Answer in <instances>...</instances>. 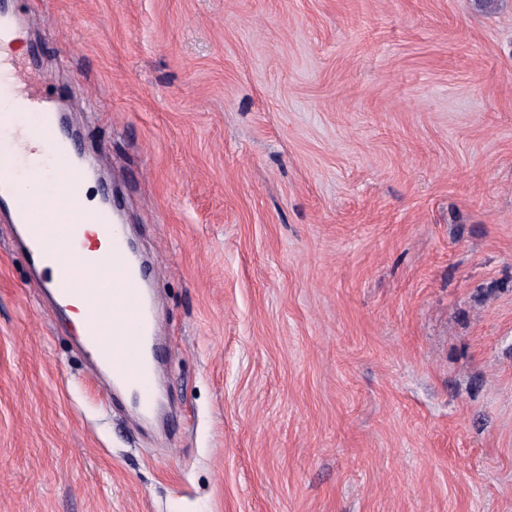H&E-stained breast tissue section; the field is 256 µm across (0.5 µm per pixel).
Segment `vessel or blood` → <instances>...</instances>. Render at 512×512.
Wrapping results in <instances>:
<instances>
[{"instance_id": "vessel-or-blood-1", "label": "vessel or blood", "mask_w": 512, "mask_h": 512, "mask_svg": "<svg viewBox=\"0 0 512 512\" xmlns=\"http://www.w3.org/2000/svg\"><path fill=\"white\" fill-rule=\"evenodd\" d=\"M28 112L39 116L41 125L56 127L53 107L44 103L40 93L28 94ZM62 138H54L46 146V163L34 166L33 173L44 185L41 208H26L16 190V176L22 165L9 128L0 129V201L12 210V220L20 224L24 244L31 258L53 264L55 276L46 286L56 299L77 298L89 309V320L83 343L94 354L99 365L107 367L120 384L135 391L141 407H149L153 370L147 346L154 337L151 309L144 291L147 280L142 267L128 257L123 225L110 222L105 214L96 219L103 235L112 243L108 261L97 264L91 272L74 275L71 258L76 249V231L56 222L59 198L72 196L83 181L81 167L59 172L50 159L66 150Z\"/></svg>"}]
</instances>
